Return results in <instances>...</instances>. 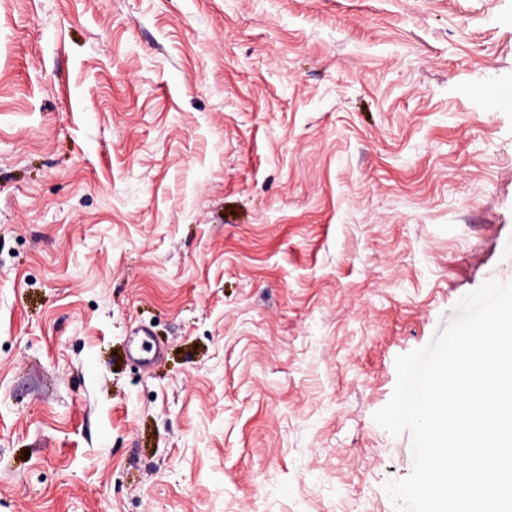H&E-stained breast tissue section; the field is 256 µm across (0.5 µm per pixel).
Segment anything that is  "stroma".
I'll list each match as a JSON object with an SVG mask.
<instances>
[{
    "label": "stroma",
    "mask_w": 512,
    "mask_h": 512,
    "mask_svg": "<svg viewBox=\"0 0 512 512\" xmlns=\"http://www.w3.org/2000/svg\"><path fill=\"white\" fill-rule=\"evenodd\" d=\"M512 0H0V512H396V359L512 283ZM472 96L486 98L491 104L512 99V85L497 83L492 86L474 85L467 91Z\"/></svg>",
    "instance_id": "35a3bbf8"
}]
</instances>
